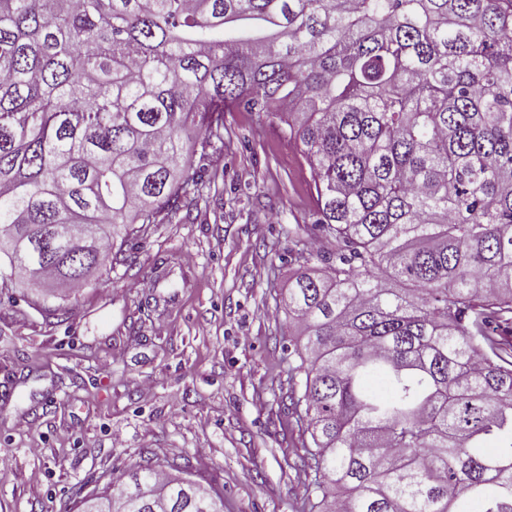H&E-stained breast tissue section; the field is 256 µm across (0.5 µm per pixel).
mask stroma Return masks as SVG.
Here are the masks:
<instances>
[{
  "mask_svg": "<svg viewBox=\"0 0 512 512\" xmlns=\"http://www.w3.org/2000/svg\"><path fill=\"white\" fill-rule=\"evenodd\" d=\"M191 163L190 216L160 215L133 266L63 301L0 287V512H75L143 460L191 470L224 512H302L311 439L289 410L282 297L304 265L282 255L315 244L309 167L247 112Z\"/></svg>",
  "mask_w": 512,
  "mask_h": 512,
  "instance_id": "obj_1",
  "label": "stroma"
}]
</instances>
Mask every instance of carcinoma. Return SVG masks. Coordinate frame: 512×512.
Returning <instances> with one entry per match:
<instances>
[{"mask_svg": "<svg viewBox=\"0 0 512 512\" xmlns=\"http://www.w3.org/2000/svg\"><path fill=\"white\" fill-rule=\"evenodd\" d=\"M235 111L336 242L288 250L309 512H512V0H0V284L127 261ZM105 495L224 512L149 462Z\"/></svg>", "mask_w": 512, "mask_h": 512, "instance_id": "carcinoma-1", "label": "carcinoma"}]
</instances>
